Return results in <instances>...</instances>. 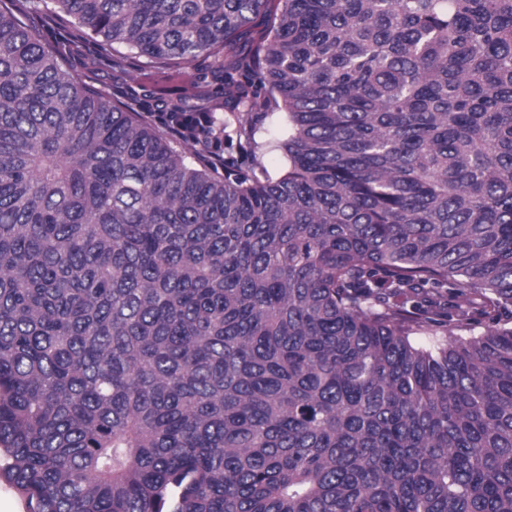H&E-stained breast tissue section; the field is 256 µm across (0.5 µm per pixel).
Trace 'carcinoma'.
Instances as JSON below:
<instances>
[{
    "label": "carcinoma",
    "instance_id": "obj_1",
    "mask_svg": "<svg viewBox=\"0 0 512 512\" xmlns=\"http://www.w3.org/2000/svg\"><path fill=\"white\" fill-rule=\"evenodd\" d=\"M52 2L101 56L224 54L288 166L244 172L250 132L187 161L0 0L27 512H512V0Z\"/></svg>",
    "mask_w": 512,
    "mask_h": 512
}]
</instances>
